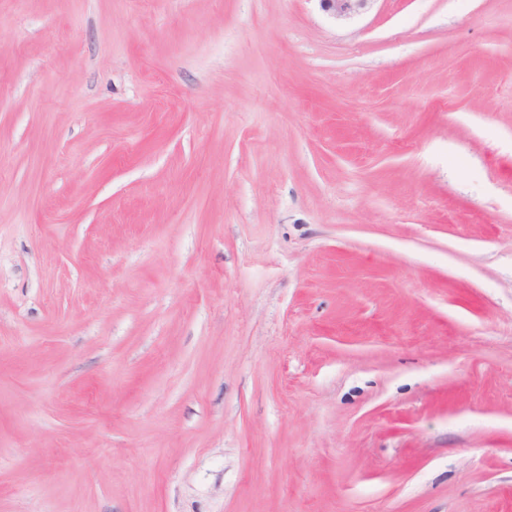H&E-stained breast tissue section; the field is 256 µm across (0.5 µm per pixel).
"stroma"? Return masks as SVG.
<instances>
[{
    "mask_svg": "<svg viewBox=\"0 0 512 512\" xmlns=\"http://www.w3.org/2000/svg\"><path fill=\"white\" fill-rule=\"evenodd\" d=\"M0 512H512V0H0ZM323 11L330 14L335 21L343 23L365 12L373 0H318Z\"/></svg>",
    "mask_w": 512,
    "mask_h": 512,
    "instance_id": "obj_1",
    "label": "stroma"
}]
</instances>
